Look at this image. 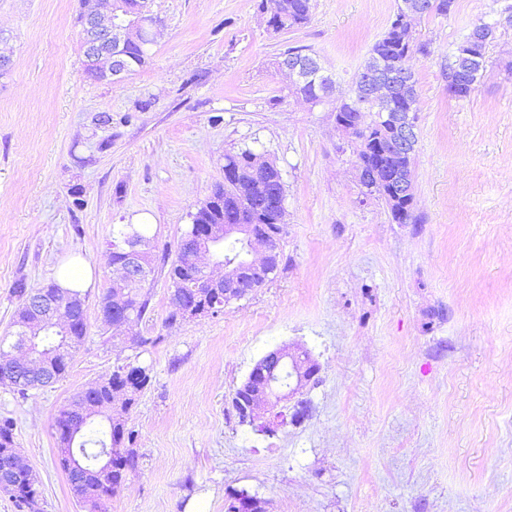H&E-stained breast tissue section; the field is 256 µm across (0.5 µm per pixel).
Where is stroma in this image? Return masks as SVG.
<instances>
[{
	"mask_svg": "<svg viewBox=\"0 0 512 512\" xmlns=\"http://www.w3.org/2000/svg\"><path fill=\"white\" fill-rule=\"evenodd\" d=\"M308 24L267 31L254 0H151L149 63L119 83L83 66L80 0H0V336L19 305L79 255L92 263L88 334L60 381L0 417L40 479L42 512H86L59 464L61 407L114 368L152 367L127 424L139 468L106 512H225L245 489L267 512H512V28L489 47L469 97L448 89L463 36L512 0H454L422 17L414 224L367 195L330 106L290 89L276 57L310 49L347 91L397 0H312ZM112 115L99 126V113ZM266 154L282 172L278 274L223 314L166 324L156 270L142 350L113 343L101 299L109 243L152 218L156 257L223 179L224 156ZM282 345L319 363L311 412L274 434L240 424L235 389Z\"/></svg>",
	"mask_w": 512,
	"mask_h": 512,
	"instance_id": "35a3bbf8",
	"label": "stroma"
}]
</instances>
